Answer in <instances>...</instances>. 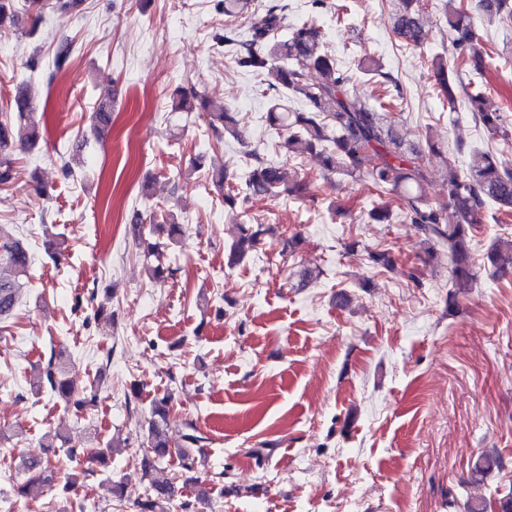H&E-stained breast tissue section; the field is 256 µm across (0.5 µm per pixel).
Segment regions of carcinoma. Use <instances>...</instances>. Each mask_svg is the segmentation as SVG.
<instances>
[{"label": "carcinoma", "instance_id": "carcinoma-1", "mask_svg": "<svg viewBox=\"0 0 512 512\" xmlns=\"http://www.w3.org/2000/svg\"><path fill=\"white\" fill-rule=\"evenodd\" d=\"M27 11L36 19L46 9L70 11L79 0H25ZM483 10L490 20L512 23V0H482ZM247 0H218L217 6L227 18H237ZM422 0H403L402 9L393 18L394 33L405 46H417L423 40ZM288 5L279 2L269 4L262 16L251 23L248 37L242 39L232 29L219 37L235 57L236 63L267 77L268 88L291 95L305 102V112H290L274 98L266 112V120L273 128L283 131L279 147L288 155L304 154L319 157L326 172L349 177L362 176L371 183L378 196L390 195V199L370 210L368 217L376 223L389 221L392 210L397 209L414 224L427 243L430 258L438 255V248L448 250L452 275L457 285H465L476 277L471 255L472 232L479 223L486 206L493 202L498 209L512 213V164L489 150L469 152V161L462 172L448 176V201L443 204L429 202L423 187L429 179L427 154L412 149L406 151L396 133L394 120L388 116L384 102L371 105L350 95V76L337 68L335 59L320 41L319 31L308 23L288 26ZM444 16L451 35L452 58L438 56L432 60L433 75L437 87L448 99L456 103L455 85L450 76L471 66L481 73L487 54L485 46L475 34V23L464 0H447ZM18 11L13 0H0V27L17 25ZM288 30L282 39L275 38L281 30ZM72 54L67 39L59 41L53 66L61 70ZM359 69L370 78L379 77L381 83L392 81L389 74L372 57L360 60ZM319 79H310V72ZM463 92L476 120L490 134L501 130V114L484 108L487 88L477 82L463 86ZM201 107L209 119V129L220 140L230 137L242 148L243 154L253 160L243 176L226 168L213 175V182L223 193L224 204L233 208L239 202L292 196L301 192L298 181L286 180L278 167L266 162L248 148L239 120L235 113L224 108V103L203 97ZM36 106L30 91V81L22 80L13 96V116L0 119V183L11 182L16 175L15 152L32 149L40 138L39 122L35 121ZM270 228L264 224L244 222L230 246L233 262L239 263L260 248ZM0 253L10 267L11 274H0V321L7 319L16 308L24 279L29 277L31 258L24 245L0 230ZM493 275L512 273V239H500L487 255ZM45 386L59 398L81 411L96 401L95 391L75 397L70 381L62 378V371L47 363V368L37 380V386ZM172 394L167 392L154 398L151 404V427L148 435V456L143 466L149 485L145 498L137 503L138 512H167V505L174 498L176 487L166 477L153 475L154 462L177 457L181 468L191 473L195 469V456L187 448L197 446L204 437L196 434L189 425L180 438L170 439L160 424L167 423ZM499 460L489 454L478 458L472 465L469 477L482 480ZM21 470L27 475L24 484L17 487L26 493L31 483H48L54 480L55 470L49 458H29L21 462ZM210 490H199L196 498H186L179 504L181 512H203L201 507L209 502ZM470 512H512V492L489 502L482 501L470 507Z\"/></svg>", "mask_w": 512, "mask_h": 512}]
</instances>
